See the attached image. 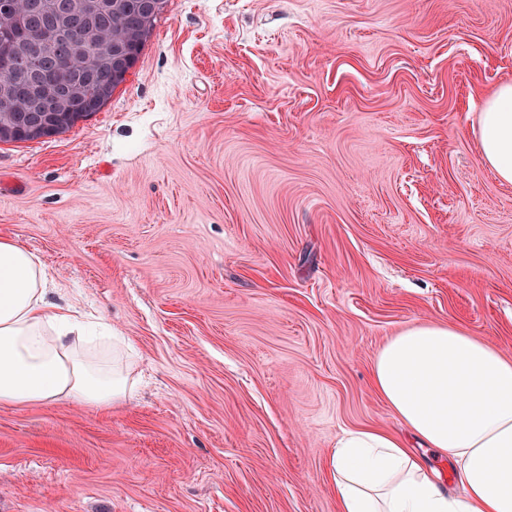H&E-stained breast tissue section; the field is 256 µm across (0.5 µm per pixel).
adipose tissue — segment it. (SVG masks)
<instances>
[{
  "label": "adipose tissue",
  "mask_w": 512,
  "mask_h": 512,
  "mask_svg": "<svg viewBox=\"0 0 512 512\" xmlns=\"http://www.w3.org/2000/svg\"><path fill=\"white\" fill-rule=\"evenodd\" d=\"M476 134L482 164L511 184L512 82L487 96ZM52 286L33 253L0 238V404L126 400L132 360L117 342L86 346L80 312ZM372 380L422 446L454 463L462 491L442 490L403 439L359 427L331 456L339 512H512V358L461 326L418 322L389 337Z\"/></svg>",
  "instance_id": "adipose-tissue-1"
}]
</instances>
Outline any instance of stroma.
I'll list each match as a JSON object with an SVG mask.
<instances>
[{"mask_svg": "<svg viewBox=\"0 0 512 512\" xmlns=\"http://www.w3.org/2000/svg\"><path fill=\"white\" fill-rule=\"evenodd\" d=\"M512 0H168L68 132L0 143V237L137 353L112 408L0 405V512H338L406 325L512 357V184L479 160Z\"/></svg>", "mask_w": 512, "mask_h": 512, "instance_id": "stroma-1", "label": "stroma"}]
</instances>
